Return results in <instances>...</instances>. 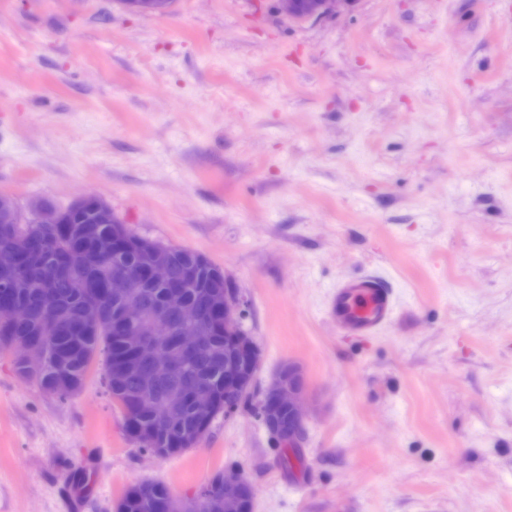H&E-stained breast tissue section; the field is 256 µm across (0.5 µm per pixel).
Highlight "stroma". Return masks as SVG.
<instances>
[{
    "label": "stroma",
    "mask_w": 512,
    "mask_h": 512,
    "mask_svg": "<svg viewBox=\"0 0 512 512\" xmlns=\"http://www.w3.org/2000/svg\"><path fill=\"white\" fill-rule=\"evenodd\" d=\"M94 193L136 234L206 256L247 303L264 388L303 375L285 452L248 411L158 458L94 361L61 400L0 353V512L179 500L222 471L254 512H512V0H0V194ZM398 314L338 335V281ZM305 7H301V0H277L279 10L288 18L304 21L311 18H320L345 8L351 0H305Z\"/></svg>",
    "instance_id": "obj_1"
}]
</instances>
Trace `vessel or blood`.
<instances>
[{"label": "vessel or blood", "instance_id": "vessel-or-blood-1", "mask_svg": "<svg viewBox=\"0 0 512 512\" xmlns=\"http://www.w3.org/2000/svg\"><path fill=\"white\" fill-rule=\"evenodd\" d=\"M326 313L340 335L369 337L393 321L396 306L382 278L364 275L340 281L329 298Z\"/></svg>", "mask_w": 512, "mask_h": 512}]
</instances>
